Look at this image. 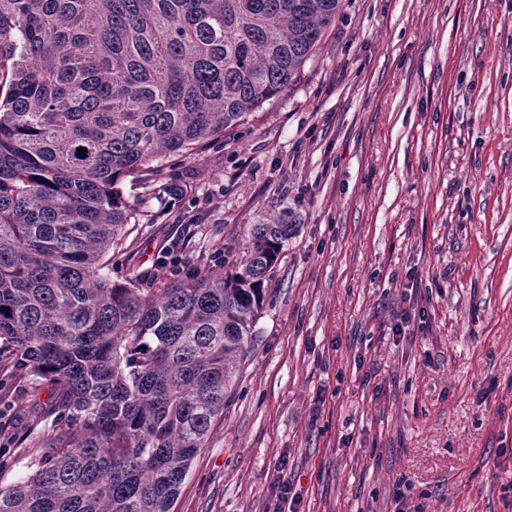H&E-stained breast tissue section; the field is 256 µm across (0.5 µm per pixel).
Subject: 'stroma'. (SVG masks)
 Returning <instances> with one entry per match:
<instances>
[{
  "label": "stroma",
  "instance_id": "1",
  "mask_svg": "<svg viewBox=\"0 0 512 512\" xmlns=\"http://www.w3.org/2000/svg\"><path fill=\"white\" fill-rule=\"evenodd\" d=\"M163 176L180 196L125 188L113 281L297 226L175 512H275L284 474L294 512H512V0H344L296 82ZM54 430L0 366V486Z\"/></svg>",
  "mask_w": 512,
  "mask_h": 512
}]
</instances>
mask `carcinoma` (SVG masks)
Returning a JSON list of instances; mask_svg holds the SVG:
<instances>
[{
    "mask_svg": "<svg viewBox=\"0 0 512 512\" xmlns=\"http://www.w3.org/2000/svg\"><path fill=\"white\" fill-rule=\"evenodd\" d=\"M344 0H0V354L63 424L0 512H174L296 225L165 288L108 256L159 163L281 95ZM87 152L78 154V148Z\"/></svg>",
    "mask_w": 512,
    "mask_h": 512,
    "instance_id": "1",
    "label": "carcinoma"
}]
</instances>
